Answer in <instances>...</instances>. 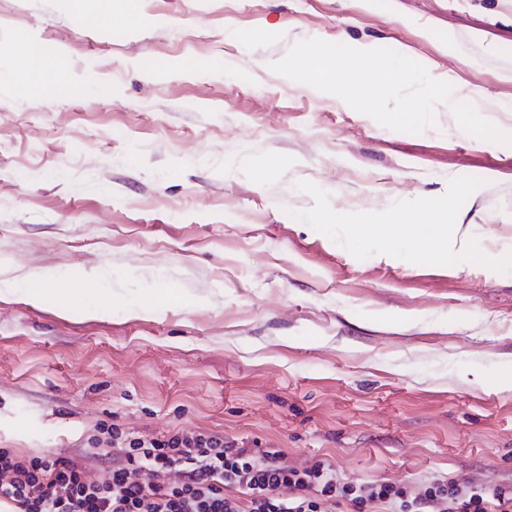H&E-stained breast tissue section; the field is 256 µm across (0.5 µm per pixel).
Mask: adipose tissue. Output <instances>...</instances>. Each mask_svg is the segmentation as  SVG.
Listing matches in <instances>:
<instances>
[{
	"label": "adipose tissue",
	"mask_w": 512,
	"mask_h": 512,
	"mask_svg": "<svg viewBox=\"0 0 512 512\" xmlns=\"http://www.w3.org/2000/svg\"><path fill=\"white\" fill-rule=\"evenodd\" d=\"M391 240L410 242L413 248L424 249L426 256L442 260L455 255L459 263H469L475 256L473 235L470 227L456 225L448 228L445 215L431 212L426 224H398L390 234Z\"/></svg>",
	"instance_id": "1"
}]
</instances>
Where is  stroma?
<instances>
[{"label":"stroma","mask_w":512,"mask_h":512,"mask_svg":"<svg viewBox=\"0 0 512 512\" xmlns=\"http://www.w3.org/2000/svg\"><path fill=\"white\" fill-rule=\"evenodd\" d=\"M112 2L103 30L95 0H0V278L63 279L0 295V448L104 481L114 423L353 484L512 492V146L445 104L394 131L270 68L308 38L390 48L512 129V0ZM18 30L55 56L42 92L16 75L43 68ZM425 201L474 225L483 259L390 243ZM93 270L105 292L70 298ZM58 278L57 273L47 269H40L14 278L0 279V294L21 288L32 300L39 301L44 295L56 290L54 287Z\"/></svg>","instance_id":"obj_1"}]
</instances>
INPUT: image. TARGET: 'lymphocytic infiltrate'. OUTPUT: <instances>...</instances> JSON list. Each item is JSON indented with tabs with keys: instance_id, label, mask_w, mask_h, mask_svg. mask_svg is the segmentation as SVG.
I'll list each match as a JSON object with an SVG mask.
<instances>
[{
	"instance_id": "f902f5d3",
	"label": "lymphocytic infiltrate",
	"mask_w": 512,
	"mask_h": 512,
	"mask_svg": "<svg viewBox=\"0 0 512 512\" xmlns=\"http://www.w3.org/2000/svg\"><path fill=\"white\" fill-rule=\"evenodd\" d=\"M108 431L122 459L102 484L72 460L0 448V512H512V494L500 488L470 494L439 483L418 497L387 482H341L321 462L294 470L280 451L255 457L201 433L143 439L115 424ZM145 469L153 481H141Z\"/></svg>"
}]
</instances>
